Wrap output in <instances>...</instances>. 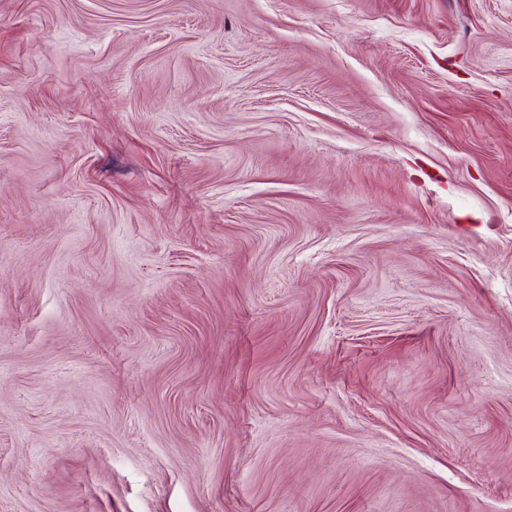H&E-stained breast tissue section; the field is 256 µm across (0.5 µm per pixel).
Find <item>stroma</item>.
<instances>
[{
  "label": "stroma",
  "instance_id": "35a3bbf8",
  "mask_svg": "<svg viewBox=\"0 0 512 512\" xmlns=\"http://www.w3.org/2000/svg\"><path fill=\"white\" fill-rule=\"evenodd\" d=\"M0 512H512V0H0Z\"/></svg>",
  "mask_w": 512,
  "mask_h": 512
}]
</instances>
